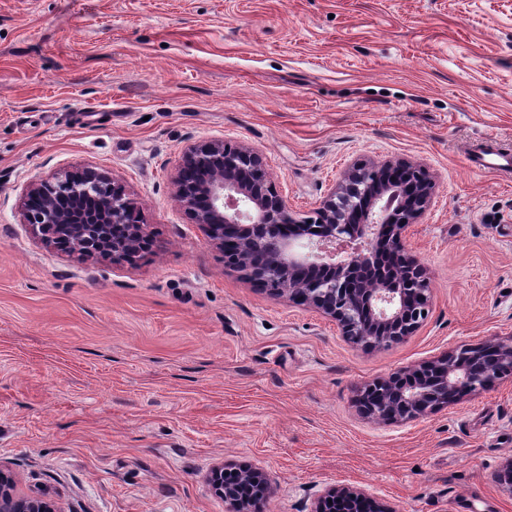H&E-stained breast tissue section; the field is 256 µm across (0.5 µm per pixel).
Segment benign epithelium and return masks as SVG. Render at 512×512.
<instances>
[{
  "label": "benign epithelium",
  "instance_id": "benign-epithelium-1",
  "mask_svg": "<svg viewBox=\"0 0 512 512\" xmlns=\"http://www.w3.org/2000/svg\"><path fill=\"white\" fill-rule=\"evenodd\" d=\"M175 197L205 236L224 253L226 266L253 285L313 308L336 323L348 342L384 348L413 335L429 311V281L410 254L408 230L432 203L435 183L406 161L355 164L324 196L314 215L297 219L279 196L261 155L222 141L188 148L174 180ZM24 223L48 245H65L81 257L103 250L134 261L152 246L137 223L125 188L93 168L30 184ZM272 246L263 266L255 252ZM316 268L323 274L306 278ZM512 380V339L463 344L410 372L366 383L360 413L383 423L416 421L463 398ZM224 498L225 512H252L247 493L265 499L271 482L261 472L230 464L207 475ZM0 512H59L47 493L17 492L0 468ZM310 512H384L369 493L336 484Z\"/></svg>",
  "mask_w": 512,
  "mask_h": 512
}]
</instances>
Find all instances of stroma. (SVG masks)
<instances>
[{
  "instance_id": "1",
  "label": "stroma",
  "mask_w": 512,
  "mask_h": 512,
  "mask_svg": "<svg viewBox=\"0 0 512 512\" xmlns=\"http://www.w3.org/2000/svg\"><path fill=\"white\" fill-rule=\"evenodd\" d=\"M257 150L292 214L357 163L436 186L408 248L429 315L385 348L226 267L174 198L190 146ZM512 0H0V468L60 512H225L220 463L272 481L260 512L336 483L390 512H512V381L406 424L360 387L512 338ZM93 168L153 236L136 263L46 246L26 187ZM467 163L475 168L512 175V149L492 145L474 150L466 157Z\"/></svg>"
}]
</instances>
